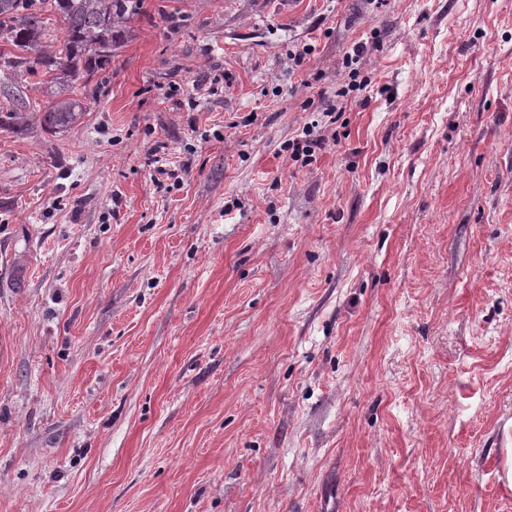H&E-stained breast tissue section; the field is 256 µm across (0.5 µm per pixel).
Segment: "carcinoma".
<instances>
[{
    "label": "carcinoma",
    "mask_w": 512,
    "mask_h": 512,
    "mask_svg": "<svg viewBox=\"0 0 512 512\" xmlns=\"http://www.w3.org/2000/svg\"><path fill=\"white\" fill-rule=\"evenodd\" d=\"M132 11L131 0H0V42L13 47L4 64L30 74L42 71L56 86L42 122L66 131L82 116L83 104L70 87L83 86L112 63L126 38L123 25ZM62 25V39L51 51L43 49L45 14Z\"/></svg>",
    "instance_id": "carcinoma-1"
}]
</instances>
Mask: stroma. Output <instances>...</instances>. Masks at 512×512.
<instances>
[{
	"label": "stroma",
	"instance_id": "1",
	"mask_svg": "<svg viewBox=\"0 0 512 512\" xmlns=\"http://www.w3.org/2000/svg\"><path fill=\"white\" fill-rule=\"evenodd\" d=\"M126 28L74 129L0 73V512H512V0ZM366 49L365 43H357L352 47L351 52L345 54L342 64L348 80L346 83L347 89H341V91L337 92L336 97L346 98L350 92L363 91L369 85L367 79H362L357 84L360 72L358 67H354L363 57ZM335 112H342V107L338 109L337 104H329L321 114L320 120H313L311 126H307L304 132L303 140H295L289 144L288 149L291 150V157L298 161L299 158H312L316 150H321L329 141L328 135L324 133L329 131V127L336 123ZM314 129H317L314 132Z\"/></svg>",
	"mask_w": 512,
	"mask_h": 512
}]
</instances>
